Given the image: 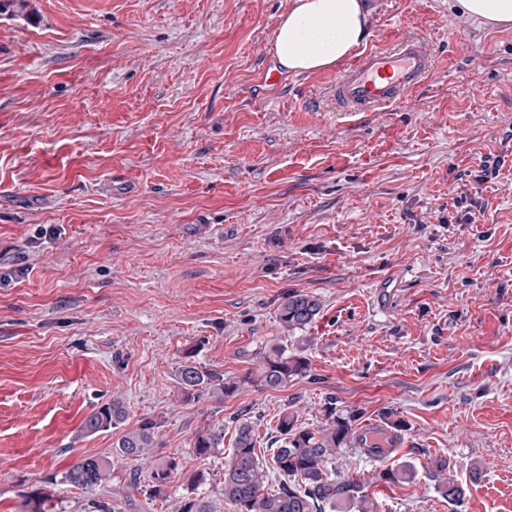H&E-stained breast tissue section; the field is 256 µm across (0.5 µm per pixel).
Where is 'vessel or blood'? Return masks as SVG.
I'll list each match as a JSON object with an SVG mask.
<instances>
[{
    "mask_svg": "<svg viewBox=\"0 0 512 512\" xmlns=\"http://www.w3.org/2000/svg\"><path fill=\"white\" fill-rule=\"evenodd\" d=\"M433 72L421 39H403L392 49L364 48L333 83L336 109L354 116L401 105Z\"/></svg>",
    "mask_w": 512,
    "mask_h": 512,
    "instance_id": "vessel-or-blood-1",
    "label": "vessel or blood"
}]
</instances>
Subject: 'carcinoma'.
<instances>
[{
    "instance_id": "cac0c4a2",
    "label": "carcinoma",
    "mask_w": 512,
    "mask_h": 512,
    "mask_svg": "<svg viewBox=\"0 0 512 512\" xmlns=\"http://www.w3.org/2000/svg\"><path fill=\"white\" fill-rule=\"evenodd\" d=\"M28 0H0V13L9 16L26 14ZM320 305L312 297L295 294L288 297L279 311L282 327L287 331L302 329L319 314ZM308 371L307 361L287 350L278 348L265 354L258 374L248 382L266 390H279L288 381ZM178 380L187 396L204 392L220 397L232 393L236 384L224 383L221 376L204 371L193 362L178 368ZM123 403L114 399L87 415L83 431L92 435L115 427L125 420ZM329 424L318 433L294 427V420L283 414L279 420L280 447L274 449L270 460L261 461L255 451V435L251 422L238 421L233 448L224 467V500L234 512H335L346 504L357 505L358 512H370L371 503L362 492L359 482L338 479L331 469L341 449L356 442L351 419L336 416V410L327 414ZM155 447L153 426L144 423L124 434L117 443L121 457L133 464L143 463ZM224 447V429L209 427L199 431L193 450L207 457ZM179 471V462L170 457L153 466L150 473V492L159 495ZM275 475V485L267 484ZM109 477V467L100 458L92 456L75 464L60 478L63 484L91 490ZM200 478L187 484L179 512H213L210 501L199 491ZM441 494L451 504H459L468 494L466 486L446 477L438 484Z\"/></svg>"
}]
</instances>
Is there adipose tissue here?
<instances>
[{"mask_svg": "<svg viewBox=\"0 0 512 512\" xmlns=\"http://www.w3.org/2000/svg\"><path fill=\"white\" fill-rule=\"evenodd\" d=\"M367 24L363 0H293L276 27L274 50L289 70L325 69L361 45Z\"/></svg>", "mask_w": 512, "mask_h": 512, "instance_id": "obj_1", "label": "adipose tissue"}]
</instances>
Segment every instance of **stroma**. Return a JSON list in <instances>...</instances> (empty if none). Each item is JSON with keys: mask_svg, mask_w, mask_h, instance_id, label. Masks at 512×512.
I'll list each match as a JSON object with an SVG mask.
<instances>
[{"mask_svg": "<svg viewBox=\"0 0 512 512\" xmlns=\"http://www.w3.org/2000/svg\"><path fill=\"white\" fill-rule=\"evenodd\" d=\"M292 3L0 14V512H175L196 472L215 512H233L236 419L266 456L284 413L315 431L331 406L402 439L380 460L336 458L378 512H512V26L457 0H365L366 45L419 36L437 68L408 104L354 122L328 92L342 65L264 82ZM485 157L498 174L475 181ZM296 292L321 310L287 332L278 310ZM267 347L307 359V375L247 383ZM187 361L236 391L185 398ZM116 397L124 422L85 434ZM146 422L154 459L182 471L155 497L150 466L116 450ZM211 426L225 449L197 457ZM90 456L109 462L107 484H61ZM441 462L469 488L459 508ZM407 466L412 478L384 479Z\"/></svg>", "mask_w": 512, "mask_h": 512, "instance_id": "obj_1", "label": "stroma"}]
</instances>
